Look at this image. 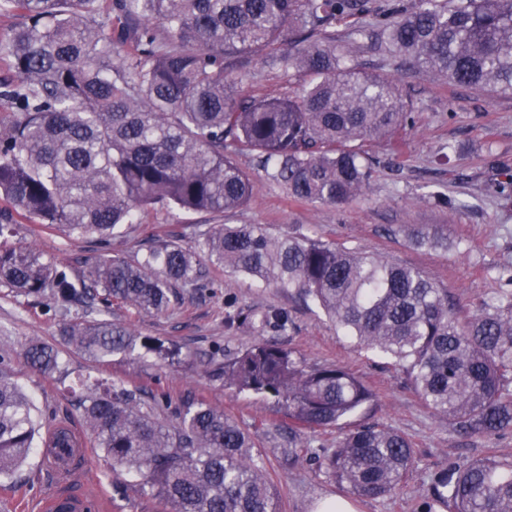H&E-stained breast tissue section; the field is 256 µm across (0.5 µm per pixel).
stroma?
<instances>
[{
    "label": "stroma",
    "mask_w": 512,
    "mask_h": 512,
    "mask_svg": "<svg viewBox=\"0 0 512 512\" xmlns=\"http://www.w3.org/2000/svg\"><path fill=\"white\" fill-rule=\"evenodd\" d=\"M349 60L367 73L401 80L415 106L414 123L401 146L386 138L363 142L362 149L374 165L370 186L362 196L339 206L288 201L282 189L258 169L253 156L242 152L236 160L251 179L245 206L229 213L201 214L145 209L139 223L122 226L114 234L113 254L134 262L161 238L190 249L200 233L216 225L263 224L276 236L318 237L416 266L448 288L464 316L473 314L481 300L497 295L504 286L500 269L512 266V208L501 205L494 188L503 170L512 168V97L448 86L364 41L351 44ZM226 77L237 81L244 96L294 95L308 82L296 70L268 65L253 56L239 58ZM423 226L443 229L447 247L414 246L411 235ZM16 241L37 247L74 276L97 254L92 239L47 230L25 219L19 222ZM209 275L213 286L178 288L177 301L166 311L143 314L126 306L112 309L113 321L139 334L180 344L181 363L168 365L151 355H130L95 364L73 353L67 358L69 381L91 374L145 390L160 386L174 400L202 397L223 409L252 434L261 449L283 512H316L323 500L336 496L350 500L358 512H444L431 492L436 473L488 456L512 462V429L494 436L457 434L447 417L421 402L399 366L379 353L358 350L315 304L227 268H210ZM268 309L287 310L286 331L257 328L254 314ZM63 318L55 313L51 300L28 298L0 286V354L13 356L17 380L34 396L45 424L63 420L78 429L80 412L62 384L32 372L22 359L30 341L59 342ZM260 339L295 351L308 366L347 367L375 393L370 405L339 425L306 431L301 461L288 470L276 463L280 449L288 445L282 436L291 424L287 414L264 397L236 394L211 375L225 356ZM363 423L398 430L415 451L413 466L400 488L382 499L352 495L314 462L334 448L347 430ZM42 454V449H35L13 480L0 485V512H34L39 498L58 489V479L43 466ZM127 480L124 472L107 466L94 448L75 488L80 495H98L102 512H173L171 506L133 489L117 497L114 485Z\"/></svg>",
    "instance_id": "1"
}]
</instances>
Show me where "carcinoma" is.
Returning <instances> with one entry per match:
<instances>
[{"label":"carcinoma","mask_w":512,"mask_h":512,"mask_svg":"<svg viewBox=\"0 0 512 512\" xmlns=\"http://www.w3.org/2000/svg\"><path fill=\"white\" fill-rule=\"evenodd\" d=\"M23 22L0 36V197L20 216L106 248L137 212L166 207L230 212L250 196L249 174L228 148L247 150L292 202L339 205L367 188L370 166L354 142L395 137L412 124L403 86L347 65L346 41L367 39L450 85L512 96V0H0ZM131 46L121 53L116 46ZM266 58L310 77L294 97L239 95L224 78L232 60ZM0 215V284L32 298L98 302L105 317L65 321L58 346L32 341L23 359L63 382L64 347L95 361L136 351L170 365L173 342L140 336L107 317L112 303L167 309L175 286H207L206 265L293 290L318 304L359 349L402 368L419 399L462 434L512 429V267L506 288L468 318L448 288L415 266L308 236L275 237L263 224H220L193 250L160 240L132 264L104 251L72 281L33 246L7 244ZM415 243L448 238L425 227ZM284 327L288 311H264ZM0 355V478L33 448H72L64 426L40 438V413ZM211 375L238 393L270 398L295 427L285 464L304 447L301 428H327L370 404L374 392L348 368L305 366L262 341L227 356ZM80 404L93 447L138 477L174 512H279V497L251 435L204 398L173 404L168 391L129 389L87 376ZM414 462L401 432L360 425L319 466L357 495H391ZM448 512H512V465L466 462L435 480Z\"/></svg>","instance_id":"cac0c4a2"}]
</instances>
